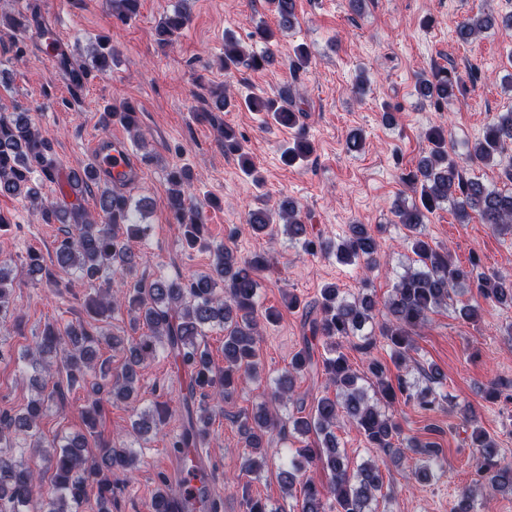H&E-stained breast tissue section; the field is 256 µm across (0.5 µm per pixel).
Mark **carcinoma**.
Here are the masks:
<instances>
[{"instance_id":"obj_1","label":"carcinoma","mask_w":512,"mask_h":512,"mask_svg":"<svg viewBox=\"0 0 512 512\" xmlns=\"http://www.w3.org/2000/svg\"><path fill=\"white\" fill-rule=\"evenodd\" d=\"M186 2L178 0L172 12L159 22L160 46L170 44L190 23ZM267 2L277 15L279 29H292L297 22L295 0ZM140 4L141 0H109L112 18L128 22L137 16ZM33 25L34 18L26 8L0 10V30L25 33ZM496 27L512 29V14L468 17L458 24L456 36L468 43ZM253 39L263 47L247 50L233 33H225L220 58L225 74L242 67L263 70L275 63L274 33L258 24ZM57 67L69 76L79 72L88 76L93 69L105 72L112 67V46L100 37L91 45L90 61L61 52ZM415 89L422 100L440 107L456 97L459 78L453 70L436 67L418 78ZM209 95L219 112L244 107L277 126L294 129L298 125V113L280 97L250 93L238 99L224 88L211 90ZM212 110L197 113V120L216 127L224 142V153L237 156L243 172L254 175V165L241 139L231 127L217 122ZM104 120H115L132 138H140L139 120L130 117L128 107L105 109ZM423 138L427 142L424 154L406 177L415 198L409 202L399 199L392 207L398 223L410 232L406 239L414 259L393 285L385 303L386 319L376 320V303L370 295L350 294L334 284L325 286L315 302L316 315L309 321L310 335L304 337V346L273 380L268 400L236 419L245 448L240 463L242 476L260 473L270 457L278 453L272 447L274 433H288L294 438L298 447L288 449L281 458L278 478L288 496L296 499L299 512H373L372 504L382 494L381 466L388 461L398 465L408 454L418 461L412 476L420 482L431 480V462L442 454V449L434 442L402 437L400 423L392 411L402 401L427 412L437 401L434 385L441 383L439 371L432 368L424 373L430 386L420 390L402 374V369L413 361L414 331L427 322L429 313L451 305L454 295L465 288L474 291L473 302L458 309L459 316L467 322L478 318L484 302L512 305V275L483 271L475 259L467 266L461 265L447 250L423 239L420 232L430 215L446 204L461 224L468 223L475 212L493 232L512 236V159L502 164L512 146V107L497 113L481 138L463 142L460 152L456 143L448 141L442 126L427 129ZM312 152L309 140L299 132L283 149L282 158L293 165L307 160ZM493 162L500 166L502 186L468 175L466 166ZM58 168L51 140L27 110L17 105L11 112L0 113V195L21 197L44 223L64 225L54 253L58 267L90 281L120 274L134 282V288L115 292L100 289L85 305L95 324L49 323L35 337L34 347L23 355L35 372L30 384L37 398L16 415L0 414V512H81L92 480L98 485L97 512H112V477L124 476L135 468L138 454L128 443L89 446L87 434L94 433L104 404L136 402L143 369L162 351L186 379L178 400L184 426L170 447L181 455L186 448H200L209 438L213 418L207 401L224 400L242 380L257 375L261 322L271 323L279 318L275 310L260 309L257 293L258 274L270 267L271 255L262 252L241 257L231 246L219 244L213 248V261L207 272L173 279L140 278L134 245L147 240L152 230L151 225L136 218V213L145 208V200L135 201L112 187L89 163L79 171H71L68 185L77 190L96 185L97 214L74 204L69 208L48 204L30 184L31 174L37 172L42 180L52 183L57 179ZM167 177L168 208L183 228L186 245H205L207 216L202 206L191 203L189 167L175 165L169 168ZM278 220L288 230L289 239L306 252L331 254L341 263L356 266L365 277L381 267L376 238L366 225H349L345 236L336 241L311 240L297 203L288 197L273 210L250 211L246 223L253 233L267 235ZM11 272V265L0 261V317L9 311L14 290ZM122 309L130 315L131 329L140 331L126 340L104 329L114 312ZM214 326L224 332V368L218 371L214 370L205 343L207 330ZM378 336L389 348V358L397 370L394 376L379 360L369 357ZM354 337L360 339L356 349L367 355V373L373 378L368 390L360 384L362 377L341 350V342ZM105 346L125 351L122 369L115 374L112 359L101 354ZM318 349L323 353L316 354ZM319 371L334 392L314 398L305 416L283 415L282 409L290 403L304 406L305 396L297 392L298 378ZM89 377L95 382L84 412L87 434L45 438L40 429L44 411L51 404L64 403L65 391ZM511 388L512 382L494 380L482 394L488 401L496 400ZM167 412L166 405L134 412L130 434L138 439L159 431ZM345 422L356 427L369 447L382 454V460L371 459L350 468L336 436V428ZM476 422L475 418L469 420L473 424L474 478L471 485L459 491L450 512H473L472 500L485 488L512 494V461L501 454L495 439ZM313 466L327 471V484L318 485L306 476L307 469ZM48 472L53 492L41 499L36 496V488ZM242 500L244 512H282L269 501L247 494ZM148 509L170 512L167 484L162 476Z\"/></svg>"}]
</instances>
